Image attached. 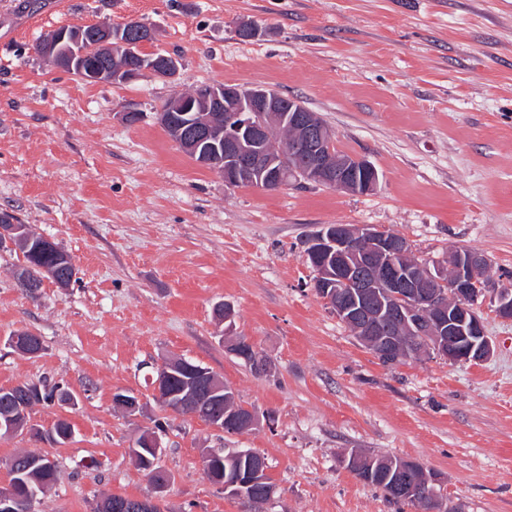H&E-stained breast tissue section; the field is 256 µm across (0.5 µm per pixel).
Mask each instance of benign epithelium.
Returning a JSON list of instances; mask_svg holds the SVG:
<instances>
[{
    "label": "benign epithelium",
    "mask_w": 512,
    "mask_h": 512,
    "mask_svg": "<svg viewBox=\"0 0 512 512\" xmlns=\"http://www.w3.org/2000/svg\"><path fill=\"white\" fill-rule=\"evenodd\" d=\"M156 39L152 27L137 21L114 26L105 23L93 34L86 27L73 26L56 32L44 51L57 68L75 73L91 81L118 80L131 82L150 71L173 79L179 74L180 62L172 55L130 61L124 66L107 68L105 58L116 49H131ZM96 53L97 59L85 60L86 45ZM282 95L271 88L243 89L233 85L201 87L186 99L172 97L169 105L159 113L158 120L169 136L195 162L205 168L223 173L224 184L256 185L264 189L282 186L283 155L270 149L278 127L284 123L301 133L297 145L299 157L292 168L299 183H312L349 193L373 190L378 172L373 165L359 157H338L330 162L333 132L320 122L317 113L302 103L283 111ZM174 112H216L221 122L207 125L175 123ZM361 169L370 180L359 186L351 181L354 171ZM20 238L32 239L25 224H17L10 212H0V241L8 245ZM365 245L364 255L351 260L353 246ZM412 245L400 234L369 225L327 224L306 242L305 259H313L314 277L311 288L354 336L372 353L383 358L403 357L407 344L401 337H381L378 322L387 321L404 329L410 336H422L435 352L450 363H477L487 360L494 346L486 335L477 312L478 300L489 281L479 273L487 259L479 253H470L459 260L449 273L440 267H430L408 261ZM385 260L382 273L374 272L372 257ZM17 280L29 288L37 282L52 280L60 283L56 270L43 267L34 274L21 268ZM496 313L512 320V292H495ZM184 367V359H167L158 366L154 387L156 396L168 409L185 415L198 416L211 409L221 399L222 385L213 374L201 372L195 385L187 392L168 391V381L174 371ZM16 406L21 416L28 415L32 406L43 402L41 387L31 383L14 386ZM113 402L133 415L142 406L141 397L119 389ZM208 424L225 434H238L258 424L256 412L248 407L234 414L210 417ZM21 432L36 434L30 421L0 423V433L16 435ZM142 464L149 465L153 476L155 496L149 499L113 500L108 512H161L170 475L156 466V461L142 456ZM38 493L16 486L0 490V512H30Z\"/></svg>",
    "instance_id": "benign-epithelium-1"
}]
</instances>
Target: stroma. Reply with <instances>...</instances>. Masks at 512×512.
<instances>
[{
	"instance_id": "35a3bbf8",
	"label": "stroma",
	"mask_w": 512,
	"mask_h": 512,
	"mask_svg": "<svg viewBox=\"0 0 512 512\" xmlns=\"http://www.w3.org/2000/svg\"><path fill=\"white\" fill-rule=\"evenodd\" d=\"M56 2L0 0V211L58 242L76 276L29 296L14 277L21 253L0 250V388L48 380L81 401L32 412L43 430L71 421L62 446L0 435V487L4 459L29 451L60 471L35 512L152 496L129 450L157 429L170 512H421L362 482L345 463L353 451L440 474L448 512H512V321L493 295L512 288V0H70L63 13ZM103 20L155 28L142 50L175 55L178 79L88 82L36 50L55 30ZM243 21L260 36L242 39ZM203 84L300 100L339 150L377 169L376 189L226 187L156 119L175 92ZM128 111L142 120L123 124ZM325 224L397 232L426 260L484 255L493 290L479 311L493 355L382 364L310 286L304 243ZM220 302L267 374L225 347ZM19 330L42 337L40 356L5 345ZM172 356L223 377L271 424L228 435L161 406L152 378ZM118 389L140 395V415L114 408ZM205 448L264 455L274 499L224 495L204 472Z\"/></svg>"
}]
</instances>
